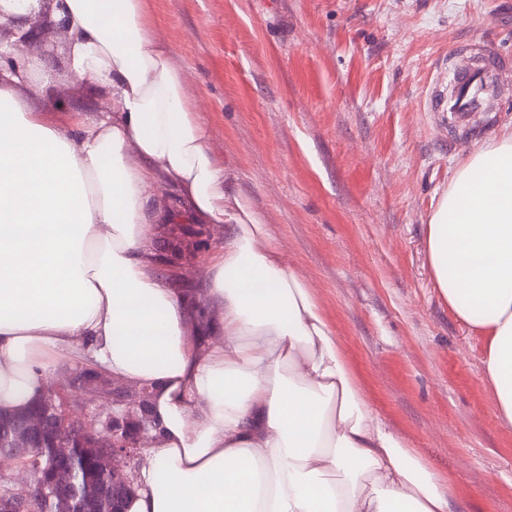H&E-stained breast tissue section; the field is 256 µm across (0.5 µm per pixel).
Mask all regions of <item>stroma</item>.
<instances>
[{"mask_svg":"<svg viewBox=\"0 0 512 512\" xmlns=\"http://www.w3.org/2000/svg\"><path fill=\"white\" fill-rule=\"evenodd\" d=\"M191 77L208 147L314 288L372 413L447 478L452 512H512V428L482 380L483 344L428 267L426 224L476 147L431 109L449 53L512 60V0H147ZM155 241L197 219L167 183ZM167 249L172 288L203 301L224 244Z\"/></svg>","mask_w":512,"mask_h":512,"instance_id":"1","label":"stroma"}]
</instances>
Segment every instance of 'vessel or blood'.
<instances>
[{"instance_id":"obj_1","label":"vessel or blood","mask_w":512,"mask_h":512,"mask_svg":"<svg viewBox=\"0 0 512 512\" xmlns=\"http://www.w3.org/2000/svg\"><path fill=\"white\" fill-rule=\"evenodd\" d=\"M507 69L490 50L480 52L479 59L462 61L448 59V93L435 96L432 109L448 115V124L464 131L469 127L472 112L500 90V80Z\"/></svg>"}]
</instances>
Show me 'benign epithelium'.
Returning <instances> with one entry per match:
<instances>
[{
	"mask_svg": "<svg viewBox=\"0 0 512 512\" xmlns=\"http://www.w3.org/2000/svg\"><path fill=\"white\" fill-rule=\"evenodd\" d=\"M38 2L40 11L31 21V27L27 31L28 37L20 38L19 45L32 54L56 55L62 47L63 26L48 20L53 0ZM54 397V392H46L43 395L46 408L25 415L9 442H4L0 436V446L27 448L33 434L48 431L52 437V452L60 462V469L49 478H39L34 473H29L28 494L21 496L11 490L7 491L5 496L0 497V512H22L25 503L38 489L47 496H52L54 484L59 479H66L73 484L78 482L79 455L89 446L99 449L96 465L103 477V490L112 495V512H121V501L135 485V475L121 469L118 461L144 455L145 451L150 449L152 440V428L142 410L141 393H112V419L109 433L106 435L71 418L55 405Z\"/></svg>",
	"mask_w": 512,
	"mask_h": 512,
	"instance_id": "benign-epithelium-1",
	"label": "benign epithelium"
}]
</instances>
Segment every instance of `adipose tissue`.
<instances>
[{
	"label": "adipose tissue",
	"mask_w": 512,
	"mask_h": 512,
	"mask_svg": "<svg viewBox=\"0 0 512 512\" xmlns=\"http://www.w3.org/2000/svg\"><path fill=\"white\" fill-rule=\"evenodd\" d=\"M70 73L105 109L33 106L34 57L0 46V411L57 361L149 387L154 443L128 512H449L441 476L375 418L311 285L248 199L227 192L184 71L145 0H54ZM224 227L193 341L156 269L157 182ZM435 288L484 344L512 428V132L476 149L427 224Z\"/></svg>",
	"instance_id": "obj_1"
}]
</instances>
